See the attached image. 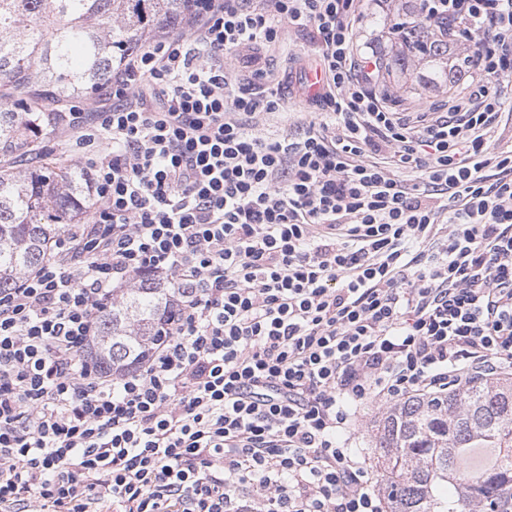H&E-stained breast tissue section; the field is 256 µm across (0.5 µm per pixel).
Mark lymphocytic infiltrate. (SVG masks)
<instances>
[{"label": "lymphocytic infiltrate", "mask_w": 512, "mask_h": 512, "mask_svg": "<svg viewBox=\"0 0 512 512\" xmlns=\"http://www.w3.org/2000/svg\"><path fill=\"white\" fill-rule=\"evenodd\" d=\"M474 47L446 110L406 112L359 52L361 0H196L61 136L95 208L0 294V512H387L357 413L512 369V0H420ZM307 30L320 120L255 79ZM181 290L150 357H84L114 289Z\"/></svg>", "instance_id": "lymphocytic-infiltrate-1"}]
</instances>
